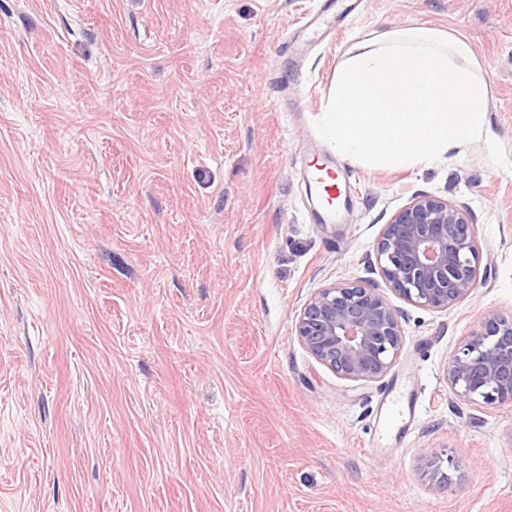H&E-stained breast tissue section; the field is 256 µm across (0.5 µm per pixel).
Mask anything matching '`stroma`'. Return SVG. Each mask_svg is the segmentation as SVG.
I'll return each instance as SVG.
<instances>
[{
	"label": "stroma",
	"mask_w": 512,
	"mask_h": 512,
	"mask_svg": "<svg viewBox=\"0 0 512 512\" xmlns=\"http://www.w3.org/2000/svg\"><path fill=\"white\" fill-rule=\"evenodd\" d=\"M411 27L469 41L512 162V0H0V512H512V404L447 376L512 315V165L351 163L333 224L302 178L349 47ZM420 193L469 208L481 282L396 300L393 367L343 379L296 316L379 281Z\"/></svg>",
	"instance_id": "obj_1"
}]
</instances>
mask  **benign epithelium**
<instances>
[{
  "label": "benign epithelium",
  "mask_w": 512,
  "mask_h": 512,
  "mask_svg": "<svg viewBox=\"0 0 512 512\" xmlns=\"http://www.w3.org/2000/svg\"><path fill=\"white\" fill-rule=\"evenodd\" d=\"M479 249L464 205L419 194L384 225L375 259L399 298L446 310L478 286ZM297 336L308 353L340 377L377 381L403 347L399 312L378 285L320 288L297 316ZM448 383L472 403H512V317L489 310L448 361Z\"/></svg>",
  "instance_id": "1"
}]
</instances>
